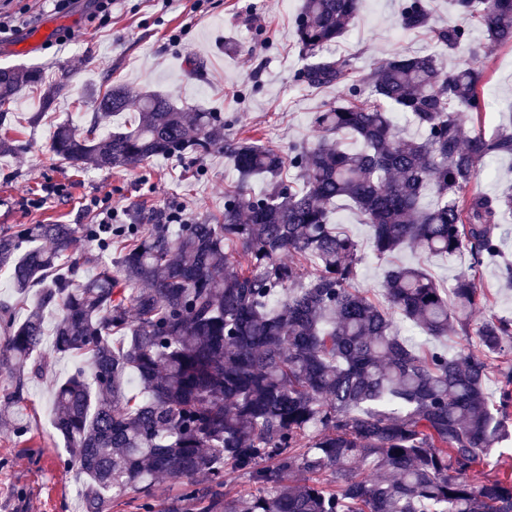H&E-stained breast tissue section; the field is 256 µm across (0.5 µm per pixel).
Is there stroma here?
Wrapping results in <instances>:
<instances>
[{"instance_id": "35a3bbf8", "label": "stroma", "mask_w": 512, "mask_h": 512, "mask_svg": "<svg viewBox=\"0 0 512 512\" xmlns=\"http://www.w3.org/2000/svg\"><path fill=\"white\" fill-rule=\"evenodd\" d=\"M403 0H362L355 28L336 46L358 73L395 53L426 51L455 66L427 36L402 32L397 15ZM302 0H115L108 22L90 20L92 0H77L57 13L42 0H0V10H26L31 28L67 22L66 40L31 54L0 46V66L38 70L41 86L23 91L6 105L0 135L17 143L0 155V234L30 224H83L95 203L109 202L119 218L134 210L183 207L185 214L224 208V188L239 173L222 151L208 156L151 158L127 169L92 165L76 170L55 161L50 151L57 126H87L94 112L92 91L124 85L136 92L156 90L177 104L224 117L231 137H251L287 149L315 138L314 112L336 100L332 89L308 90L299 80L303 62L293 18ZM57 89L50 108L40 96ZM488 106L480 125L493 132L512 124V46L494 51L484 87ZM66 190L43 200L45 182ZM400 262L422 266L444 288L466 270L463 257L403 251ZM74 367L70 358L49 361L43 377L27 380L10 419L0 418V512H82L74 473L61 468L63 438L53 428L50 396L54 384ZM30 428L28 442H16L15 420Z\"/></svg>"}]
</instances>
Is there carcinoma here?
<instances>
[{
  "mask_svg": "<svg viewBox=\"0 0 512 512\" xmlns=\"http://www.w3.org/2000/svg\"><path fill=\"white\" fill-rule=\"evenodd\" d=\"M453 2L483 29L484 49L453 69L437 55L395 54L358 79L350 59L324 49L352 29L360 0H303L300 81L337 97L313 115L316 140L286 153L226 139L217 115L155 92L139 95L133 124L101 137L99 120L129 109L121 86L94 99L86 127L55 129L53 156L73 168L220 149L240 174L224 212L185 224L159 211L106 232L32 224L0 235V271L26 311L18 323L0 305V370L16 375L3 408L51 356L78 360L51 402L63 468L85 477L84 512H109L131 492L142 512H512V455L490 458L512 427V316L473 321L492 305L479 269L512 282L501 250L512 188L472 191L488 162L512 158V128L475 125L487 58L512 45V0ZM431 4L405 0L398 26L450 54L468 47L469 27L436 24ZM39 82L35 70L0 67V104ZM391 112L420 136H401ZM349 136L361 147L347 148ZM255 176L267 179L261 195ZM339 200L371 228L376 257L415 246L465 254L469 271L445 290L422 267L393 264L383 300L371 298L355 288L359 241L331 222ZM82 243L100 261L80 280ZM397 315L436 340L460 331L472 347H414ZM492 360L496 401L484 391ZM232 473L252 490L230 489ZM162 477L179 486L168 506L155 494Z\"/></svg>",
  "mask_w": 512,
  "mask_h": 512,
  "instance_id": "carcinoma-1",
  "label": "carcinoma"
}]
</instances>
